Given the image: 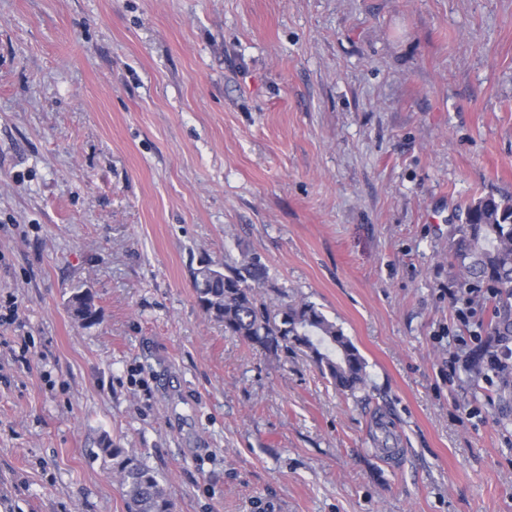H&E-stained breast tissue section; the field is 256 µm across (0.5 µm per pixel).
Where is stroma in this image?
Segmentation results:
<instances>
[{
    "mask_svg": "<svg viewBox=\"0 0 512 512\" xmlns=\"http://www.w3.org/2000/svg\"><path fill=\"white\" fill-rule=\"evenodd\" d=\"M485 195L512 0H0V512H126L107 442L174 512H512V371L449 265ZM244 248L365 390L203 313ZM81 288H77L69 298V303L72 311V315L76 321L82 325H88L85 320L95 313L93 302L90 294L87 291H80ZM96 323H91L88 326H92Z\"/></svg>",
    "mask_w": 512,
    "mask_h": 512,
    "instance_id": "1",
    "label": "stroma"
}]
</instances>
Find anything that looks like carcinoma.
Returning <instances> with one entry per match:
<instances>
[{"label":"carcinoma","instance_id":"1","mask_svg":"<svg viewBox=\"0 0 512 512\" xmlns=\"http://www.w3.org/2000/svg\"><path fill=\"white\" fill-rule=\"evenodd\" d=\"M453 262L463 283L493 293L496 336H512V198L477 197L465 207L455 229ZM198 304L224 325V335L238 337L277 355L304 349L336 388L352 394L364 389L366 362L342 329L308 301L286 303L272 313L258 289L271 287L266 267L248 250L224 263L193 274ZM72 315L83 324L95 313L90 294L75 289L69 298ZM124 489L127 512H174L160 475L137 456L107 443Z\"/></svg>","mask_w":512,"mask_h":512}]
</instances>
